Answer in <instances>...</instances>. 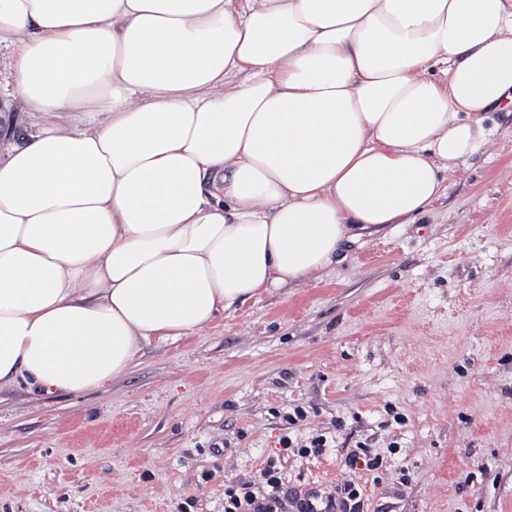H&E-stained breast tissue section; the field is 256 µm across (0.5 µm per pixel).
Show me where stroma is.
<instances>
[{
    "label": "stroma",
    "mask_w": 512,
    "mask_h": 512,
    "mask_svg": "<svg viewBox=\"0 0 512 512\" xmlns=\"http://www.w3.org/2000/svg\"><path fill=\"white\" fill-rule=\"evenodd\" d=\"M488 123L493 153L320 279L150 340L101 390L0 396V512H224L286 435L327 437L284 470L323 496L357 444L383 457L363 512H512V112Z\"/></svg>",
    "instance_id": "stroma-1"
}]
</instances>
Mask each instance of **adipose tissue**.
<instances>
[{
  "label": "adipose tissue",
  "instance_id": "1",
  "mask_svg": "<svg viewBox=\"0 0 512 512\" xmlns=\"http://www.w3.org/2000/svg\"><path fill=\"white\" fill-rule=\"evenodd\" d=\"M0 394L79 396L410 224L512 106V0H0ZM17 48L12 44L5 43L1 44L0 47V95L2 98L6 96L11 90V77H10V65L16 58Z\"/></svg>",
  "mask_w": 512,
  "mask_h": 512
}]
</instances>
